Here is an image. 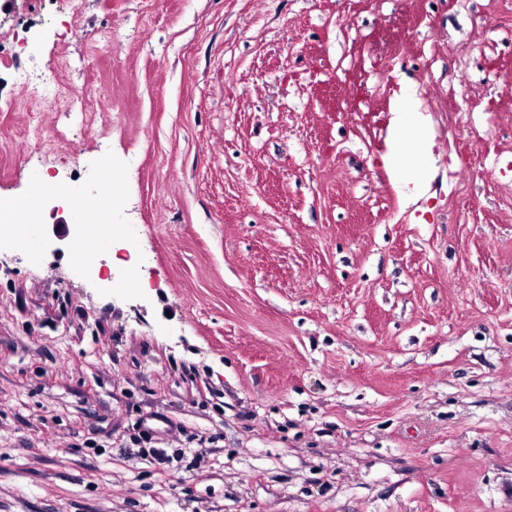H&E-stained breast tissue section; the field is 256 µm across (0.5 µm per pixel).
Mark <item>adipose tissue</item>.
<instances>
[{"label": "adipose tissue", "instance_id": "1", "mask_svg": "<svg viewBox=\"0 0 512 512\" xmlns=\"http://www.w3.org/2000/svg\"><path fill=\"white\" fill-rule=\"evenodd\" d=\"M429 139L416 89L402 88L390 121L391 150L400 168V178L405 183L413 184L419 194L424 191Z\"/></svg>", "mask_w": 512, "mask_h": 512}]
</instances>
